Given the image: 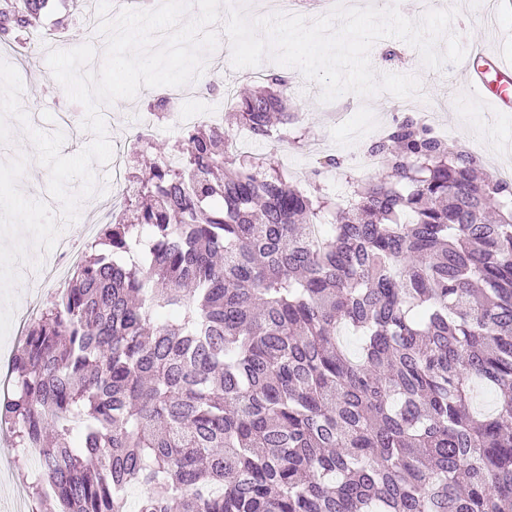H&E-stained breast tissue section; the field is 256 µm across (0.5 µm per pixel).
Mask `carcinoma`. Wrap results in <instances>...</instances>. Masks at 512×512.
I'll return each mask as SVG.
<instances>
[{
  "label": "carcinoma",
  "mask_w": 512,
  "mask_h": 512,
  "mask_svg": "<svg viewBox=\"0 0 512 512\" xmlns=\"http://www.w3.org/2000/svg\"><path fill=\"white\" fill-rule=\"evenodd\" d=\"M48 5L0 0V44ZM288 88L266 71L235 124L162 151L131 131L154 158L0 393L37 504L129 512L139 487L135 512H512V182L404 113L365 147L374 175L338 198L326 155L300 188L228 147L297 129Z\"/></svg>",
  "instance_id": "cac0c4a2"
}]
</instances>
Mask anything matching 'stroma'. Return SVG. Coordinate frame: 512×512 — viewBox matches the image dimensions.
<instances>
[{
    "mask_svg": "<svg viewBox=\"0 0 512 512\" xmlns=\"http://www.w3.org/2000/svg\"><path fill=\"white\" fill-rule=\"evenodd\" d=\"M366 4L377 7L397 5L407 18L419 19L430 9H457L451 30L457 34L465 48L482 46L489 54L512 58V0H503L498 12H491L489 0H365ZM64 19L67 27L60 31V41L66 48H74L84 43H93L97 54L92 61L93 67H100L104 41L94 40L82 11L65 13L56 10L46 17L47 24ZM37 61L35 65L23 66L21 56L9 57L8 62L17 67L25 90L22 98L24 110L32 128L44 132L62 130L65 142L62 152L73 155L89 144L93 135L82 129L85 117L84 107L71 101L65 90L52 76L47 64L49 46L36 42ZM220 68L215 72H205L199 78L200 84H217L220 92L202 96L190 89L175 98L173 109L190 114H212L225 118V93L245 86L247 79L242 70L231 63V45L228 41H219L211 52ZM371 66L376 74L396 73L412 75L421 84L417 102L428 106L442 102L440 114L442 123L447 126L453 140L465 148L479 154L486 169L496 165L512 164V107L501 111H492L479 97L474 86L468 82L464 70L456 65L445 64L441 69L426 68L418 51L406 42L386 38L377 41L369 53ZM293 87L288 106L291 111L304 115L303 125L307 127L311 138L322 139L328 153L335 154L353 162L363 157L365 139L350 138L343 123L337 117L342 113L356 112L357 96L342 95L333 102L322 103L321 87L317 82L306 79L299 70H292ZM148 100L145 95L132 99H120L102 107L101 113L106 123L107 137L113 151L126 155L130 143L127 139L130 128L136 127L142 113L147 112ZM251 152L277 153L278 157L288 160V170L298 186H305L307 175L313 167V158L308 145L294 147L288 143L270 139L251 144ZM97 177L96 195L85 199L79 209L78 219L65 225V235L77 238L82 234L84 224L96 222L101 212L107 210L114 179L109 166L98 164L94 167Z\"/></svg>",
    "mask_w": 512,
    "mask_h": 512,
    "instance_id": "1",
    "label": "stroma"
}]
</instances>
